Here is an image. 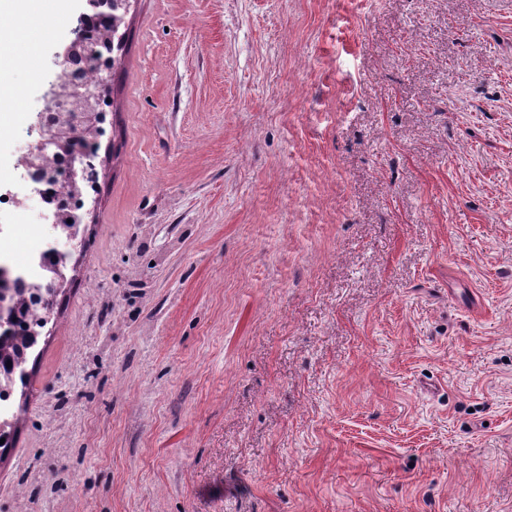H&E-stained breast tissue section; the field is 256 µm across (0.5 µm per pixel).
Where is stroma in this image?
I'll return each instance as SVG.
<instances>
[{
  "label": "stroma",
  "instance_id": "stroma-1",
  "mask_svg": "<svg viewBox=\"0 0 512 512\" xmlns=\"http://www.w3.org/2000/svg\"><path fill=\"white\" fill-rule=\"evenodd\" d=\"M25 129L84 0H44ZM0 512H512V5L135 0Z\"/></svg>",
  "mask_w": 512,
  "mask_h": 512
}]
</instances>
